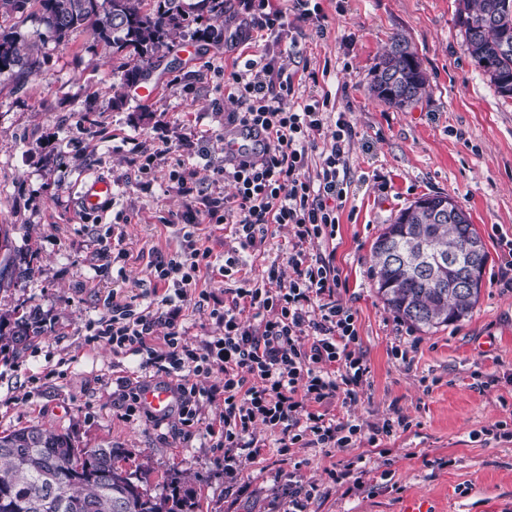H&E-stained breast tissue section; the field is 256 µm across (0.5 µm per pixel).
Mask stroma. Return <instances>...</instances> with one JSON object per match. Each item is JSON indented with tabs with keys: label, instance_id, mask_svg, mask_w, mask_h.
<instances>
[{
	"label": "stroma",
	"instance_id": "35a3bbf8",
	"mask_svg": "<svg viewBox=\"0 0 512 512\" xmlns=\"http://www.w3.org/2000/svg\"><path fill=\"white\" fill-rule=\"evenodd\" d=\"M271 3L288 11L281 37L257 34L240 0H224L223 20L199 22L220 40L169 41L150 77L159 87L153 104L133 97L111 53L89 35L60 44L35 18L21 25L43 64L22 83L0 74V226L12 246L29 251L33 273L0 288V311L39 309L44 333L17 358L0 359V433L40 424L73 431L91 448L113 445L124 469L145 472L151 494L166 492L172 474L186 476L197 512H288L290 480L312 487L306 512H402L413 498L429 512H512V438L490 433L496 422L512 425V287L501 277L499 248L501 236L512 238V99L464 52L458 0H320L321 21L299 20L294 0ZM397 35L411 42L428 79L424 97L402 111L369 94L372 70ZM279 43L291 45L296 77L324 72L318 93L349 113L354 131L341 224L320 251L333 254L345 281L338 298L355 314L370 385L351 409L333 401L322 411L363 425L400 414L409 426L377 447L283 455L260 425L259 454L230 479L223 451L203 434L223 400L202 403L198 426H181L174 414L126 420L120 379L139 359L87 343L86 326L111 318V291H152L151 266L179 250L183 225H198L215 254L238 249L230 226L210 222L203 205L231 191L214 172L224 159V115L235 108L224 69ZM148 157L144 176L138 167ZM181 163L195 173L193 194L170 176ZM95 175L117 192L101 216L77 205ZM434 193L469 213L490 260L471 317L423 332L385 308L371 276L372 244L400 210ZM116 238L127 253L119 270L100 255ZM288 239V227L276 228L253 251L249 277L287 268ZM233 285L217 272L202 277L207 298H192L177 320L187 339L222 334L210 312ZM396 347L406 359L395 358ZM360 454L368 475L332 478L334 465Z\"/></svg>",
	"mask_w": 512,
	"mask_h": 512
}]
</instances>
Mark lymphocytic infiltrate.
I'll return each instance as SVG.
<instances>
[{
    "label": "lymphocytic infiltrate",
    "mask_w": 512,
    "mask_h": 512,
    "mask_svg": "<svg viewBox=\"0 0 512 512\" xmlns=\"http://www.w3.org/2000/svg\"><path fill=\"white\" fill-rule=\"evenodd\" d=\"M224 84L236 103L227 126L260 133L263 144L259 158L228 157L217 170L234 191L208 199L207 214L232 225L239 243L222 269L232 275L244 253L278 224L291 229V275L273 265L261 281L238 279L224 307L211 311L224 327L222 335L190 342L174 328L156 347V309L176 321L203 274L216 267L211 249L188 231L180 251L153 265L154 280L165 290L156 305H113L111 319L91 323V339L109 345L113 354L139 357L140 369L175 376L181 425L200 423L202 400L223 399L222 418L205 425L214 447H256L259 423L278 433L284 450L351 448L363 439L378 444L391 436L394 421L367 429L320 411L333 400L350 407L369 384L355 315L336 297L343 286L340 272L319 251L335 238L347 201L352 123L347 113L332 112L328 95L295 83L284 64L265 54L234 63ZM329 123L335 126L331 143L319 147L317 138ZM216 369L224 375L221 385L204 387L203 379Z\"/></svg>",
    "instance_id": "obj_1"
}]
</instances>
